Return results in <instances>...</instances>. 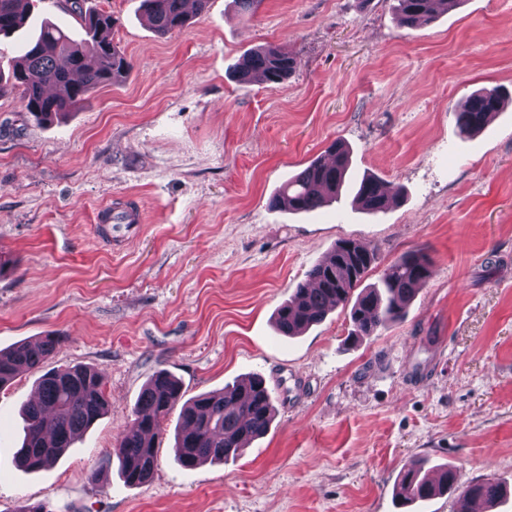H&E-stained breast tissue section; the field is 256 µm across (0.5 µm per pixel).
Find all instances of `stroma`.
Returning <instances> with one entry per match:
<instances>
[{
	"label": "stroma",
	"instance_id": "1",
	"mask_svg": "<svg viewBox=\"0 0 512 512\" xmlns=\"http://www.w3.org/2000/svg\"><path fill=\"white\" fill-rule=\"evenodd\" d=\"M112 13L134 62L61 121L0 95V349L56 333L43 369L0 389V512H405L408 467L447 464L512 489V0H463L401 27L394 0H211L157 36L140 0ZM80 34L61 0H33L26 30L0 38V70L41 22ZM294 56L284 82L239 83L243 54ZM496 86L504 106L459 137L454 113ZM351 152L338 202L291 214L270 198L334 141ZM396 203H353L362 175ZM134 202L144 221L115 245L96 212ZM373 250L365 284L422 251L430 276L400 322L351 341L339 307L303 335H278V307L342 240ZM83 365L108 411L53 468L17 470L20 408L42 370ZM160 368L185 398L261 373L276 407L239 457L193 470L171 450L170 414L149 483L124 485L112 458Z\"/></svg>",
	"mask_w": 512,
	"mask_h": 512
}]
</instances>
